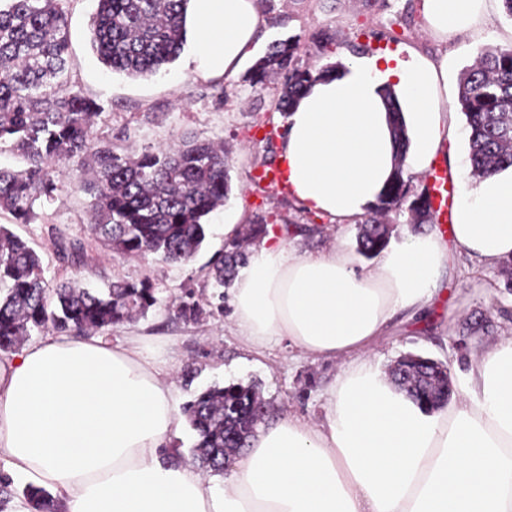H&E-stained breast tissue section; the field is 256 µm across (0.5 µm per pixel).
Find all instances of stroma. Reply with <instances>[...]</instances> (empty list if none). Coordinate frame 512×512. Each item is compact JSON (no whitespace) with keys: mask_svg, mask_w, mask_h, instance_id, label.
Instances as JSON below:
<instances>
[{"mask_svg":"<svg viewBox=\"0 0 512 512\" xmlns=\"http://www.w3.org/2000/svg\"><path fill=\"white\" fill-rule=\"evenodd\" d=\"M266 7L272 20L262 33L264 44L300 37L311 63L319 66L357 56L363 46L372 53L389 48L447 59L448 86L440 96L449 123L459 127L465 124L458 104L464 71L478 50L512 44V19L506 17L501 0H489L484 24L444 38L427 27L421 0H268ZM96 8L97 0H66L64 5L70 78L101 105L98 134L111 137L114 153L123 157L177 144L187 135L224 142L230 150V195L223 208L211 215L202 248L185 265L153 256L104 255L86 229L90 198L80 187L81 170L73 165L64 172V189L39 207L34 223L17 224L11 215L0 213V224L11 227L41 256L50 282L71 281L101 291L116 280L150 281L157 306L135 322L106 330L105 335L113 341L146 337L171 368L179 402L215 384L254 382L271 400L275 413L290 411L318 419L323 413L322 393L335 378L338 362L298 357L284 342L271 345L261 355L247 352L230 331L228 315L186 322L172 305L187 288L194 289L199 301L209 298L208 264L224 247L225 216L239 217L247 225L258 217L270 224L290 225L288 244L301 252L333 244L324 219L300 211L288 193L253 183L267 143L278 140L285 119L274 108L279 82L254 88L240 72L213 81L199 76L182 58L148 79L110 72L90 46ZM325 32L334 37L326 52L316 43ZM76 240L83 246L82 260L76 264L59 260L60 244ZM505 280L501 267L462 260L444 282L432 316L405 324L379 344L375 362L385 371L409 353L450 359L512 333V294L505 291Z\"/></svg>","mask_w":512,"mask_h":512,"instance_id":"35a3bbf8","label":"stroma"}]
</instances>
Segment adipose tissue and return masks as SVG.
Returning <instances> with one entry per match:
<instances>
[{"label":"adipose tissue","instance_id":"1","mask_svg":"<svg viewBox=\"0 0 512 512\" xmlns=\"http://www.w3.org/2000/svg\"><path fill=\"white\" fill-rule=\"evenodd\" d=\"M486 0H422L445 36L475 28ZM260 0H189L190 61L234 75L259 48ZM447 65L385 49L315 77L289 112L278 162L289 193L334 234L365 217L395 167L432 174L460 134L443 112ZM408 137L398 152L386 92ZM512 257V166L461 186L454 222L404 231L371 267L344 244L293 250L268 229L231 293V328L260 353L278 340L341 361L311 421L257 431L221 482L168 447L182 416L170 371L145 337L50 334L0 359V472L49 490L63 512H512V336L461 369L459 394L426 412L374 362L399 321L434 306L460 258Z\"/></svg>","mask_w":512,"mask_h":512}]
</instances>
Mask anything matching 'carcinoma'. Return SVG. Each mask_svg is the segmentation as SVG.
Here are the masks:
<instances>
[{
  "label": "carcinoma",
  "mask_w": 512,
  "mask_h": 512,
  "mask_svg": "<svg viewBox=\"0 0 512 512\" xmlns=\"http://www.w3.org/2000/svg\"><path fill=\"white\" fill-rule=\"evenodd\" d=\"M61 0H0V144H10L27 162L14 170L0 167V212L19 224L38 218L35 205L63 188L57 178L63 165L78 162L92 177L82 190L91 197L90 233L109 253L153 255L166 263L191 262L205 240L210 214L224 205L231 191L224 144L190 137L178 146L151 149L136 158H122L96 131L102 107L68 76L67 16ZM188 0H98L92 23L91 48L113 72L148 78L177 60L187 38L183 18ZM336 67L315 69L303 58L298 36L273 41L249 69L245 81L262 86L280 82L277 108L290 111L313 75ZM394 136L406 139L400 109L388 96ZM466 118L469 160L479 178L505 163L512 164V45L483 49L466 70L459 88ZM408 213L414 228L435 221L429 189L414 191L402 168L379 196L372 214L360 220L358 253L378 257L391 238L382 218ZM257 218L245 236L215 255L209 275L216 288H228L248 260L247 243L265 233ZM59 258H82L79 242L60 246ZM0 353L19 351L32 332L85 334L135 321L157 303L152 283L118 281L104 291L67 282L45 280L38 253L21 237L0 225ZM178 315L198 322L207 310L185 291L178 297ZM404 363L391 368L394 383L423 408L448 402V363L428 360L419 374L403 375ZM254 384L210 386L183 406L195 432L190 450L208 476H224V454L249 447L257 429L269 419ZM16 497L11 480L0 476V512ZM23 503L30 512H60L48 491L27 487Z\"/></svg>",
  "instance_id": "carcinoma-1"
}]
</instances>
